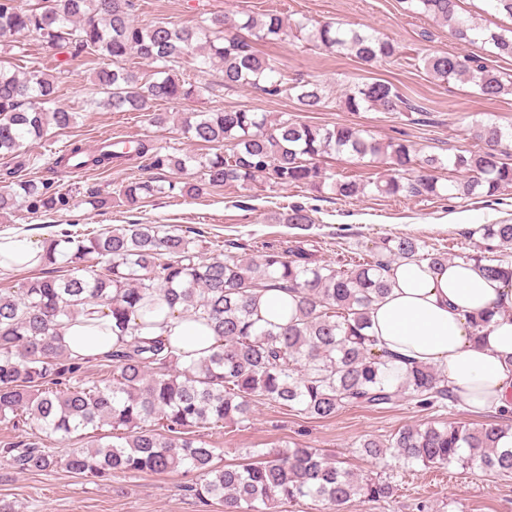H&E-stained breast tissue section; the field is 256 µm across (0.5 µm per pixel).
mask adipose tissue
<instances>
[{"mask_svg": "<svg viewBox=\"0 0 512 512\" xmlns=\"http://www.w3.org/2000/svg\"><path fill=\"white\" fill-rule=\"evenodd\" d=\"M389 294L371 310L370 335L398 365L434 364L468 408L512 412V281L488 277L475 263L396 262ZM491 312L486 325L472 316ZM72 356L97 357L112 347L111 330L73 324L62 332Z\"/></svg>", "mask_w": 512, "mask_h": 512, "instance_id": "obj_1", "label": "adipose tissue"}]
</instances>
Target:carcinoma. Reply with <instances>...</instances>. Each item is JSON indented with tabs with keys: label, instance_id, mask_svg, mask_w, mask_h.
Returning <instances> with one entry per match:
<instances>
[{
	"label": "carcinoma",
	"instance_id": "1",
	"mask_svg": "<svg viewBox=\"0 0 512 512\" xmlns=\"http://www.w3.org/2000/svg\"><path fill=\"white\" fill-rule=\"evenodd\" d=\"M407 11L444 22L456 41L491 45L498 56L512 57V34L497 33L460 14L459 0H404ZM131 0H39L22 10L15 0H0V50L8 38L34 33L65 62L53 68L32 62L11 71L0 66V156L13 167L0 178V216L24 209L30 214L66 210L69 194L46 179L20 176L32 145L55 128L74 125L77 113L57 104L63 75L71 66L94 61L90 104L112 112H148L164 124L168 115L153 111L158 101L199 100L206 88L178 77L191 67L223 73L224 85L251 87L271 96L292 97L302 112L321 108L325 86L288 80L262 57L255 44L277 43L293 36L315 47L346 51L371 64L401 57L389 40L341 22H294L277 12L235 20L224 15L202 18L191 26L166 22L141 25L130 17ZM154 64L143 73L129 56ZM433 77L470 84L484 100L512 94V76L468 55L436 54L420 58ZM348 112L375 108L383 112L412 109L387 81L354 83L341 100ZM182 128L200 143H222V153L205 159L167 153L152 155V165L183 172L193 163L203 169L201 183L163 185L138 179L119 195L134 206L174 191L200 196L208 188L248 184L267 177L278 184L329 187L354 198L367 184L338 179L320 165L331 151L387 164L392 174L370 182L381 196H426L448 200L492 198L512 190V129L493 120L473 123L479 148L447 159L422 160L427 169H453L468 176L442 183L427 175H410V146L383 143L350 125L319 127L292 118H269L249 109L191 112ZM126 158L123 148L93 147L78 140L56 165L110 169ZM307 230L311 210L293 205L278 219ZM489 250L512 246V224H484ZM194 235L174 225L123 224L118 228L73 234L63 230L43 241L44 275L16 288L0 289V422L14 426L34 421L47 438L70 440L95 432L93 439L58 459L41 443L5 442L0 458L25 471H50L62 464L73 474L105 477L114 473L167 474L181 468L197 471L203 483L195 492L222 504L224 512H273L281 504L310 497L325 512L358 498L388 501L394 488L382 477L353 472L335 457L309 446L271 448L258 463L226 464L220 452L196 434L226 424L246 426L255 404L274 402L315 419H331L347 406L385 409L403 398L430 408L455 401L442 370L433 365L402 369L392 355L366 333L372 304L389 292L386 270L397 261L426 260L433 267L448 255L429 252L411 236L384 237L371 259L342 269L309 265L306 252L272 251L258 259L219 254L205 257ZM66 258L75 273L56 274ZM489 277L512 278V255L494 259L464 253ZM274 286L295 295L289 322L261 316V292ZM206 326L214 343L187 353L168 336H149L164 311ZM103 325L112 319L115 341L102 356L109 368L103 383L85 381L87 361L74 358L62 343L61 330L79 322ZM108 426L111 432L100 433ZM512 428L496 420L476 426L456 423L403 427L385 440L365 439L369 456L390 454L425 466H477L512 477V447L499 442Z\"/></svg>",
	"mask_w": 512,
	"mask_h": 512
}]
</instances>
